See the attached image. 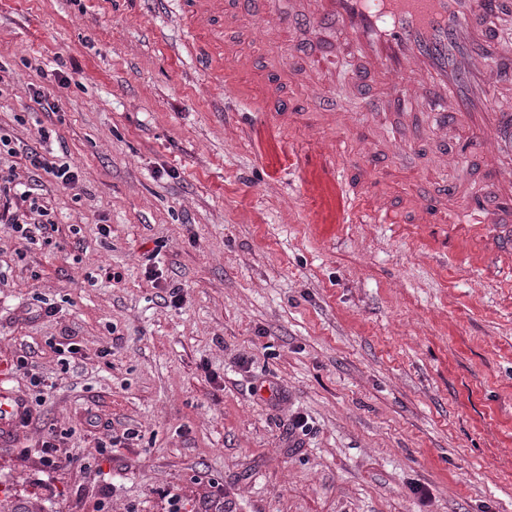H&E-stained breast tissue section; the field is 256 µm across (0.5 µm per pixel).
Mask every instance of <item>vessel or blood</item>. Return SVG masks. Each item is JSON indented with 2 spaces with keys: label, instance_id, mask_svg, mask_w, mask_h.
<instances>
[{
  "label": "vessel or blood",
  "instance_id": "obj_1",
  "mask_svg": "<svg viewBox=\"0 0 512 512\" xmlns=\"http://www.w3.org/2000/svg\"><path fill=\"white\" fill-rule=\"evenodd\" d=\"M257 4L264 21L316 32L305 50L307 58L339 52L357 57L353 82L385 87L383 95L373 98L372 109L408 112L414 101H422L428 123L413 128L415 141L432 137L444 142L449 128L462 127L465 134L456 149L439 151L437 164L447 166L465 151L479 154L498 197L512 195V112L486 109L492 91L512 81V51L501 47L490 22L492 16L511 10L512 0H301L285 16L272 0ZM223 9V0H194L190 34L207 30L211 17ZM206 46L221 81L250 65L247 55L223 49L215 39H208ZM456 196V185L447 182L432 195L416 199L419 223H432ZM353 204L369 223L398 221L397 204L387 197L368 205L357 196ZM511 218L512 209L481 203L465 206L449 220L495 226ZM22 413L20 396L0 384V439L8 438Z\"/></svg>",
  "mask_w": 512,
  "mask_h": 512
}]
</instances>
